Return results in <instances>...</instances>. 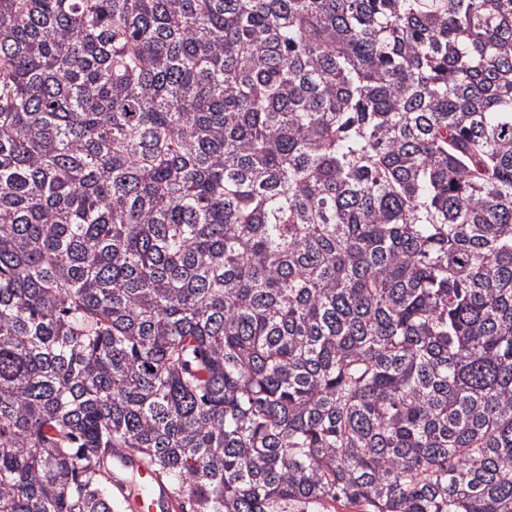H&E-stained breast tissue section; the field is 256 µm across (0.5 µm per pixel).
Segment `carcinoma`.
I'll use <instances>...</instances> for the list:
<instances>
[{"instance_id": "1", "label": "carcinoma", "mask_w": 512, "mask_h": 512, "mask_svg": "<svg viewBox=\"0 0 512 512\" xmlns=\"http://www.w3.org/2000/svg\"><path fill=\"white\" fill-rule=\"evenodd\" d=\"M512 512V0H0V512ZM113 460V487L117 488L125 495V489L127 487L126 482L116 475L114 468L124 469L127 466V461L121 456H115ZM136 472L141 481L146 484L149 494L147 499L142 496H136L134 499H131L129 496L125 495L130 509L135 512H165L169 510L170 495L158 473L144 465H139Z\"/></svg>"}]
</instances>
